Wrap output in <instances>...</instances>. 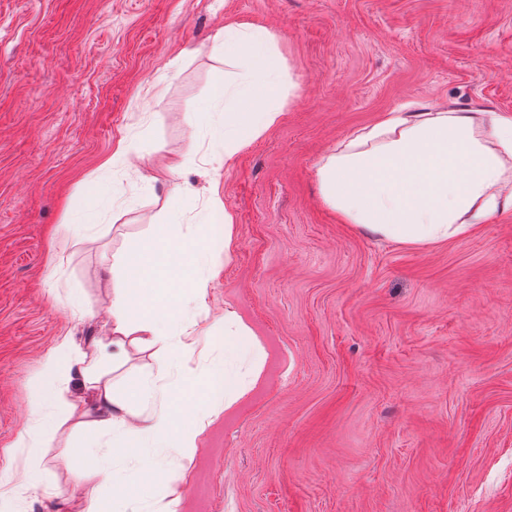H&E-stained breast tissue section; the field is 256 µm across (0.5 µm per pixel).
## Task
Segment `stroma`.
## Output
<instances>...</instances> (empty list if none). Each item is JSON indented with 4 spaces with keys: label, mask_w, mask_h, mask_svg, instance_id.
<instances>
[{
    "label": "stroma",
    "mask_w": 512,
    "mask_h": 512,
    "mask_svg": "<svg viewBox=\"0 0 512 512\" xmlns=\"http://www.w3.org/2000/svg\"><path fill=\"white\" fill-rule=\"evenodd\" d=\"M228 21L275 34L295 89L215 172ZM408 103L512 114V0H0V512H80L68 460L111 455V433L67 425L34 446L30 384L62 337L102 331L112 257L156 231L175 159L183 227L213 185L234 218L198 332L233 312L268 352L207 430L183 512H512V212L408 246L319 194L321 159ZM29 466L41 485L15 498Z\"/></svg>",
    "instance_id": "1"
}]
</instances>
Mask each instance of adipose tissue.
I'll return each mask as SVG.
<instances>
[{
	"instance_id": "obj_1",
	"label": "adipose tissue",
	"mask_w": 512,
	"mask_h": 512,
	"mask_svg": "<svg viewBox=\"0 0 512 512\" xmlns=\"http://www.w3.org/2000/svg\"><path fill=\"white\" fill-rule=\"evenodd\" d=\"M215 48L226 71L215 97L221 110L210 125L209 151L211 160L228 162L280 121L294 85L285 79L269 30L228 23ZM317 180L323 202L343 223L404 245L453 241L492 215L512 211V116L452 106L386 112L325 156ZM206 209L207 227L186 231L172 218L155 237L117 256L108 336L81 344L61 339L32 384L37 435L51 436L66 422L82 432L116 433L111 461L92 455L72 466L76 477L89 473L112 488L108 500L87 494L81 512H113L114 501L139 499L137 487L119 481L113 467L130 459L146 482L165 488L147 512H180V485L203 434L263 376L265 349L232 312L224 315L219 360L189 364L197 319L209 311L212 283L233 242L234 219L222 199L210 194ZM213 224L226 229L220 239L210 236ZM155 346L162 353L155 369L135 375L128 388L112 382L108 367L123 366L130 348ZM76 373L93 392L90 403L71 394ZM157 448L172 467L157 464Z\"/></svg>"
}]
</instances>
